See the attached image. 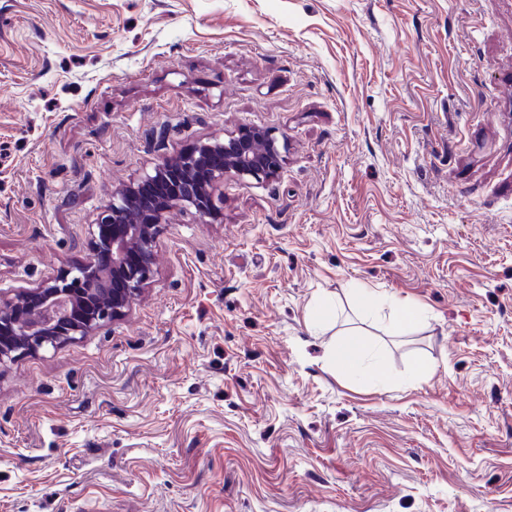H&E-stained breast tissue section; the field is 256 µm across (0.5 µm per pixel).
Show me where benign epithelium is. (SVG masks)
<instances>
[{"instance_id":"1","label":"benign epithelium","mask_w":512,"mask_h":512,"mask_svg":"<svg viewBox=\"0 0 512 512\" xmlns=\"http://www.w3.org/2000/svg\"><path fill=\"white\" fill-rule=\"evenodd\" d=\"M282 155L266 130L242 128L222 143L197 144L154 168L168 173L169 200L162 204L147 191L128 187L112 193L98 223L112 225V236L98 248L112 266L70 269L43 288L21 292L0 304V363L39 350L57 338L83 336L127 309L149 277L153 240L165 212L181 207L206 221L217 214L214 191L224 180L244 183L275 179Z\"/></svg>"}]
</instances>
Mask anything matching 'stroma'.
<instances>
[{
    "label": "stroma",
    "instance_id": "35a3bbf8",
    "mask_svg": "<svg viewBox=\"0 0 512 512\" xmlns=\"http://www.w3.org/2000/svg\"><path fill=\"white\" fill-rule=\"evenodd\" d=\"M243 126L276 179L169 210L122 316L0 365V512H512V0H0V300ZM358 334H348L336 342V362L351 371L366 373L374 367L378 358L370 353L362 341L356 337Z\"/></svg>",
    "mask_w": 512,
    "mask_h": 512
}]
</instances>
